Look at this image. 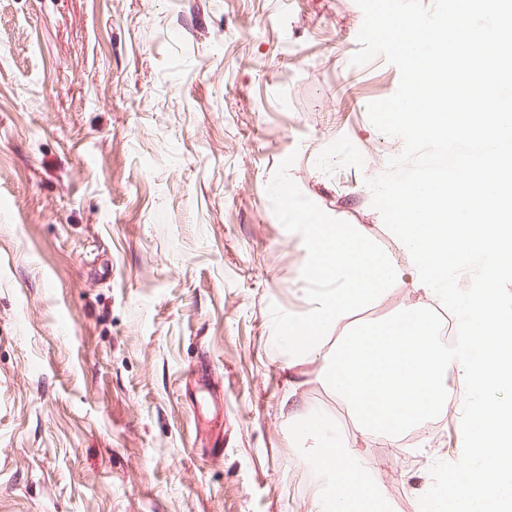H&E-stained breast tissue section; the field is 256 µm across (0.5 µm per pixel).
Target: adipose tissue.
Wrapping results in <instances>:
<instances>
[{
  "label": "adipose tissue",
  "instance_id": "ef3b65f1",
  "mask_svg": "<svg viewBox=\"0 0 512 512\" xmlns=\"http://www.w3.org/2000/svg\"><path fill=\"white\" fill-rule=\"evenodd\" d=\"M510 171L512 161L498 155L450 190L429 174L431 190L413 207L414 223L396 226L421 285L444 284L450 271L483 259L484 282L469 295L453 353L435 341L432 322L417 304L372 329L335 336L357 309L393 294L397 268L349 226L312 225L310 256L322 263L324 289L312 295L299 323L307 339L288 340L289 364L310 366L308 381L333 392L355 423L352 438L324 440L312 454L322 478L314 512H385L384 485L358 447L398 439L435 413L449 376L476 390L512 385V319L500 316L493 289L502 274H512V225L489 217L485 204ZM475 413L483 427L473 445L484 465L457 484L451 512H470L477 498L493 500L495 512H512V406L481 401Z\"/></svg>",
  "mask_w": 512,
  "mask_h": 512
}]
</instances>
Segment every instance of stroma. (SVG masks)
Returning a JSON list of instances; mask_svg holds the SVG:
<instances>
[{
  "label": "stroma",
  "instance_id": "1",
  "mask_svg": "<svg viewBox=\"0 0 512 512\" xmlns=\"http://www.w3.org/2000/svg\"><path fill=\"white\" fill-rule=\"evenodd\" d=\"M362 23L356 0H0V512H312L279 334L314 289L302 216L395 261L361 323L465 307L482 265L419 299L372 205L404 143L368 117L400 76L351 65ZM449 390L434 429L360 447L390 512H430L482 464L473 402H512ZM298 401L351 437L327 388Z\"/></svg>",
  "mask_w": 512,
  "mask_h": 512
}]
</instances>
